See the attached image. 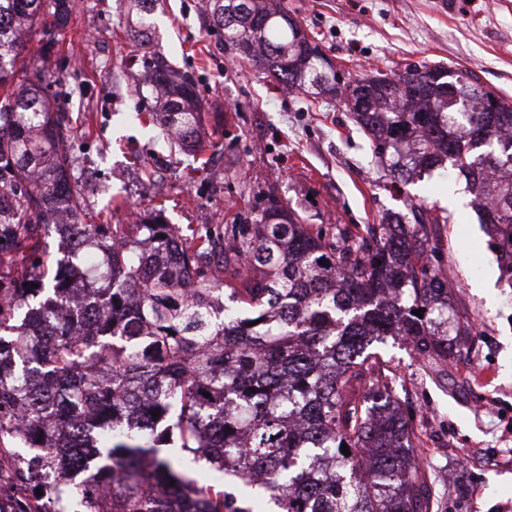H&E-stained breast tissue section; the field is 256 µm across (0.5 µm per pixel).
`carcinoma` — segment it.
I'll list each match as a JSON object with an SVG mask.
<instances>
[{
	"instance_id": "carcinoma-1",
	"label": "carcinoma",
	"mask_w": 512,
	"mask_h": 512,
	"mask_svg": "<svg viewBox=\"0 0 512 512\" xmlns=\"http://www.w3.org/2000/svg\"><path fill=\"white\" fill-rule=\"evenodd\" d=\"M132 2L135 47L148 48L153 0ZM268 2L247 0L236 21L232 0H212L211 24L276 84L338 97L395 181L451 167L511 278L512 103L486 111L467 68L410 64L341 87L288 10ZM71 16L70 0H0V463L31 486L0 512H44L45 495L55 512L69 500L75 512H253L258 494L277 512H431L420 437L371 351L395 337L446 366L474 333L450 317L427 229L326 237L278 202L256 224L190 239L153 213L89 221L69 180L65 115L40 73L16 84L28 29L50 50ZM464 73L460 102L439 99ZM202 109L184 74L156 121L192 151ZM64 215L72 231L53 262L46 237ZM208 255L221 258L213 272L201 268ZM86 417L100 431L92 463L80 452ZM18 448L43 450L52 485ZM201 462L224 479L193 482ZM74 471L112 492L82 491Z\"/></svg>"
}]
</instances>
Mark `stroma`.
I'll return each instance as SVG.
<instances>
[{"instance_id": "35a3bbf8", "label": "stroma", "mask_w": 512, "mask_h": 512, "mask_svg": "<svg viewBox=\"0 0 512 512\" xmlns=\"http://www.w3.org/2000/svg\"><path fill=\"white\" fill-rule=\"evenodd\" d=\"M340 83L409 63L466 67L512 101V0H284ZM128 0H74L64 44L43 60L41 34L25 54L72 124L73 183L99 224L160 212L183 234L251 224L268 192L306 223L333 232L416 213L439 248L432 262L452 284L475 341L441 369L401 341L378 348L384 374L422 437L432 512H512V285L455 176L396 187L370 139L338 100L288 94L224 47L202 0H157L151 44L197 83L206 105L202 153L169 150L137 113L159 105L144 88L146 64L129 40Z\"/></svg>"}]
</instances>
